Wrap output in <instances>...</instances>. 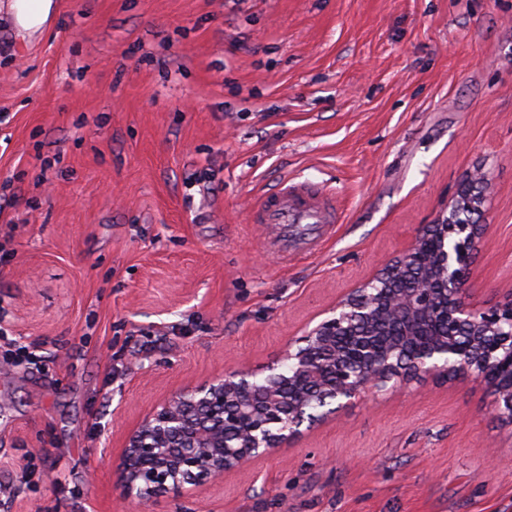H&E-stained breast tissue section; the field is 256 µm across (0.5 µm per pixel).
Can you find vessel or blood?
<instances>
[{"instance_id":"vessel-or-blood-1","label":"vessel or blood","mask_w":512,"mask_h":512,"mask_svg":"<svg viewBox=\"0 0 512 512\" xmlns=\"http://www.w3.org/2000/svg\"><path fill=\"white\" fill-rule=\"evenodd\" d=\"M339 220L332 191L314 184L283 178L261 195L252 221L267 224L275 234L266 243L281 261L317 252L335 232Z\"/></svg>"}]
</instances>
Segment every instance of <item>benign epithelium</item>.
I'll list each match as a JSON object with an SVG mask.
<instances>
[{"label":"benign epithelium","mask_w":512,"mask_h":512,"mask_svg":"<svg viewBox=\"0 0 512 512\" xmlns=\"http://www.w3.org/2000/svg\"><path fill=\"white\" fill-rule=\"evenodd\" d=\"M488 186L480 171L459 184L450 215L424 224L409 246L353 289L267 373L245 367L168 398L128 436L115 468L121 496L148 506L182 484L224 474L285 448L301 434L389 382L470 372L492 388L494 408L512 420V293L483 310L462 294L475 260ZM401 280L410 288H398Z\"/></svg>","instance_id":"obj_1"}]
</instances>
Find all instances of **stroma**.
I'll return each instance as SVG.
<instances>
[{"instance_id": "stroma-1", "label": "stroma", "mask_w": 512, "mask_h": 512, "mask_svg": "<svg viewBox=\"0 0 512 512\" xmlns=\"http://www.w3.org/2000/svg\"><path fill=\"white\" fill-rule=\"evenodd\" d=\"M0 0V512H145L114 475L181 389L286 344L459 183L489 185L464 301L512 292V0ZM341 218L281 265L249 220L284 176ZM146 512H512L489 385L367 394ZM52 0H12L10 9L19 29L31 35L43 28L51 16Z\"/></svg>"}]
</instances>
